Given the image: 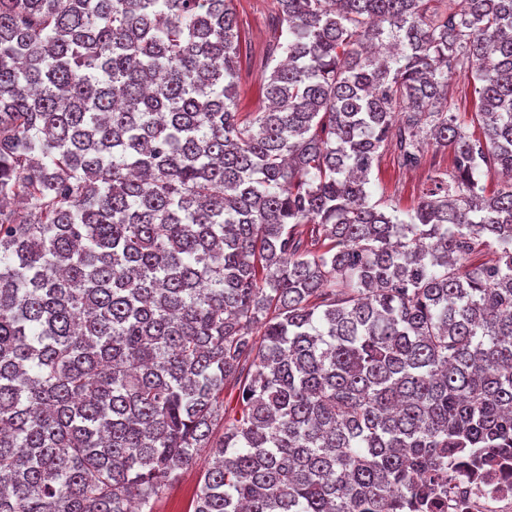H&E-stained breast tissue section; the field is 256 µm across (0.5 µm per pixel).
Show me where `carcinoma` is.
Here are the masks:
<instances>
[{
    "label": "carcinoma",
    "mask_w": 512,
    "mask_h": 512,
    "mask_svg": "<svg viewBox=\"0 0 512 512\" xmlns=\"http://www.w3.org/2000/svg\"><path fill=\"white\" fill-rule=\"evenodd\" d=\"M276 3L244 117L234 0H0V512L205 454L192 512H427L512 459V0ZM392 142L454 152L403 213ZM477 96L473 91V87L468 85L467 81H464L463 78L454 76L452 79H448V106L454 112L461 114L468 124V132L473 133L476 137L481 136V128L477 123L472 122L471 114L475 112L474 103Z\"/></svg>",
    "instance_id": "cac0c4a2"
}]
</instances>
